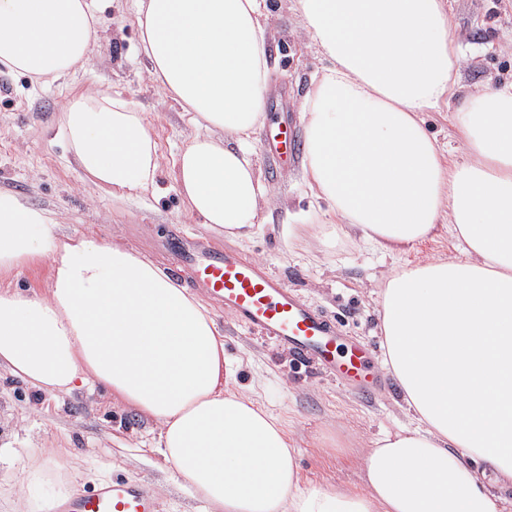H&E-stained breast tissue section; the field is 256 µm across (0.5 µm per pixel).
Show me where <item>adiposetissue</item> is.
<instances>
[{
  "instance_id": "ef3b65f1",
  "label": "adipose tissue",
  "mask_w": 512,
  "mask_h": 512,
  "mask_svg": "<svg viewBox=\"0 0 512 512\" xmlns=\"http://www.w3.org/2000/svg\"><path fill=\"white\" fill-rule=\"evenodd\" d=\"M150 75L197 128L175 181L190 213L246 239L268 194L252 141L269 80L267 0H133ZM330 64L303 100V171L327 215L388 254L440 222L462 246L379 283L385 365L409 428L374 442L365 493L304 488L283 421L228 390L210 308L124 245L62 233L0 192V279L47 260L44 294L0 288V367L27 385L102 389L160 427L159 446L214 512H503L512 492V82L454 98L447 0H294ZM100 0H0V68L48 83L84 70ZM451 104L460 157L422 113ZM89 181L154 189L162 156L142 112L96 87L58 126ZM498 475L484 482L476 464Z\"/></svg>"
}]
</instances>
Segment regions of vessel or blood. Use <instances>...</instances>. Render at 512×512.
Instances as JSON below:
<instances>
[{
	"label": "vessel or blood",
	"mask_w": 512,
	"mask_h": 512,
	"mask_svg": "<svg viewBox=\"0 0 512 512\" xmlns=\"http://www.w3.org/2000/svg\"><path fill=\"white\" fill-rule=\"evenodd\" d=\"M177 269L193 271L197 287L240 323L282 345L298 359L338 379L360 384L370 373L365 346L345 345L322 312L307 307L278 277L232 250L197 244L179 249ZM50 512H160L152 491L116 480L55 502Z\"/></svg>",
	"instance_id": "b4317fda"
}]
</instances>
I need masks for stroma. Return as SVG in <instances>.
I'll list each match as a JSON object with an SVG mask.
<instances>
[{
	"mask_svg": "<svg viewBox=\"0 0 512 512\" xmlns=\"http://www.w3.org/2000/svg\"><path fill=\"white\" fill-rule=\"evenodd\" d=\"M449 2L454 32L467 47L463 92L512 82V0ZM267 25L268 88L287 90L289 104L278 112L265 101L264 121L253 136L254 159L270 195L263 207L268 220L249 241L207 231L176 190L174 162L191 127L180 105L147 74L130 0H107L100 40L76 77L41 86L0 71V191L53 213L66 234L114 238L168 270L174 265L170 243L178 235L232 247L283 278L344 336L372 346L375 359H382L378 280L397 265L458 254L459 243L442 227L414 250L391 257L358 244L342 225L322 223L301 162L274 158L266 144L277 124L302 126L303 97L326 61L305 38L292 0H269ZM101 84L144 112L163 156L158 194L120 201L95 191L56 138L66 98ZM301 212L310 224L287 237L284 223ZM211 309L224 335L230 388L253 394L284 419L302 487L363 491L368 446L409 424L397 406L396 380L387 378L371 393L354 391L240 326L219 304ZM158 440L154 421L102 390L37 391L0 368V512H48L63 492H89L116 479L152 489L161 512H212L159 452Z\"/></svg>",
	"mask_w": 512,
	"mask_h": 512,
	"instance_id": "obj_1",
	"label": "stroma"
}]
</instances>
